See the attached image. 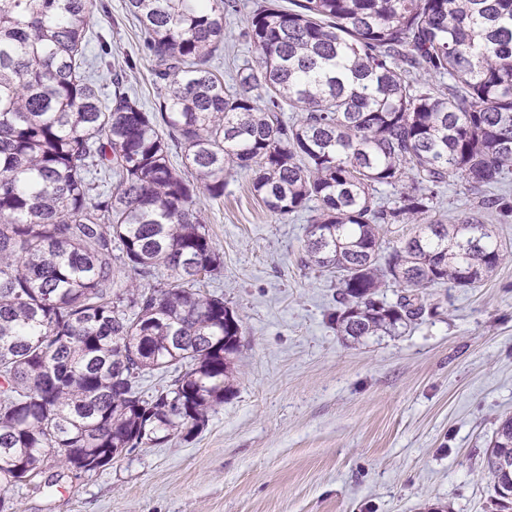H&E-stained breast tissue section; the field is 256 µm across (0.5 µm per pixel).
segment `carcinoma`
Returning <instances> with one entry per match:
<instances>
[{
	"instance_id": "obj_1",
	"label": "carcinoma",
	"mask_w": 512,
	"mask_h": 512,
	"mask_svg": "<svg viewBox=\"0 0 512 512\" xmlns=\"http://www.w3.org/2000/svg\"><path fill=\"white\" fill-rule=\"evenodd\" d=\"M290 3L247 18L255 57L229 93L209 62L232 0H128L165 83L148 112L86 74L100 0H0V512L51 462L91 473L193 439L224 403L242 321L203 288L223 260L201 203L228 176L253 172L275 215L316 204L304 263L336 275L353 343L399 335L421 289L475 288L503 260L487 225L431 212L440 185L512 171V0ZM390 224L416 230L387 246ZM504 457L511 416L486 455L494 488Z\"/></svg>"
}]
</instances>
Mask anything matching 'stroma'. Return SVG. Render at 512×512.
Wrapping results in <instances>:
<instances>
[{
  "label": "stroma",
  "mask_w": 512,
  "mask_h": 512,
  "mask_svg": "<svg viewBox=\"0 0 512 512\" xmlns=\"http://www.w3.org/2000/svg\"><path fill=\"white\" fill-rule=\"evenodd\" d=\"M256 2L225 14L211 62L231 91L254 57L240 33ZM91 26L101 97L117 77L152 106L161 86L125 0H100ZM250 182L234 174L202 205L223 256L210 287L243 326L224 403L191 440L77 477L47 467L9 490L16 512H492L486 452L512 415V212L443 186L434 217L477 216L504 260L479 287L427 288L399 335L354 344L336 330L335 280L302 262L310 211L272 215Z\"/></svg>",
  "instance_id": "stroma-1"
}]
</instances>
